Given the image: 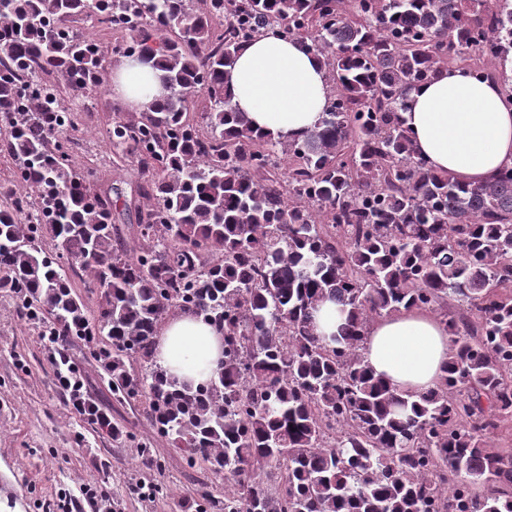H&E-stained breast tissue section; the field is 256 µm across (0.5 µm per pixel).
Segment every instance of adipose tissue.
Wrapping results in <instances>:
<instances>
[{"label":"adipose tissue","instance_id":"1","mask_svg":"<svg viewBox=\"0 0 512 512\" xmlns=\"http://www.w3.org/2000/svg\"><path fill=\"white\" fill-rule=\"evenodd\" d=\"M224 81L233 106L255 129L286 139L317 127L331 98L319 59L302 42L269 33L243 48ZM112 92L135 112L150 110L167 94L158 70L129 58L114 68ZM407 104L415 152L435 170L480 185L512 165V108L496 83L448 68L413 89ZM222 336L193 315H178L159 329L156 359L179 379L204 381L222 357ZM450 350L444 324L409 309L371 325L363 356L394 392L417 395L438 384Z\"/></svg>","mask_w":512,"mask_h":512}]
</instances>
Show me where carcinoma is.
Listing matches in <instances>:
<instances>
[{
    "label": "carcinoma",
    "mask_w": 512,
    "mask_h": 512,
    "mask_svg": "<svg viewBox=\"0 0 512 512\" xmlns=\"http://www.w3.org/2000/svg\"><path fill=\"white\" fill-rule=\"evenodd\" d=\"M200 2L0 0V151L26 187L0 209V289L52 344L60 388L99 437L123 436L83 390L77 338L115 402L139 401L188 467L224 474L222 512H512V457L490 444L512 420V166L479 186L437 172L402 117L471 52L466 70L512 106V0ZM85 18L126 31L112 53L168 89L106 131L151 175L128 199L63 143L62 93L107 75ZM264 30L303 42L332 87L296 139L253 129L224 85ZM201 94L207 134L188 117ZM76 277L96 292L92 321ZM450 299L469 316L448 315ZM327 300L348 310L329 337L312 323ZM413 308L439 312L452 348L437 386L405 397L361 350L373 322ZM181 313L224 330L196 386L154 360Z\"/></svg>",
    "instance_id": "obj_1"
}]
</instances>
